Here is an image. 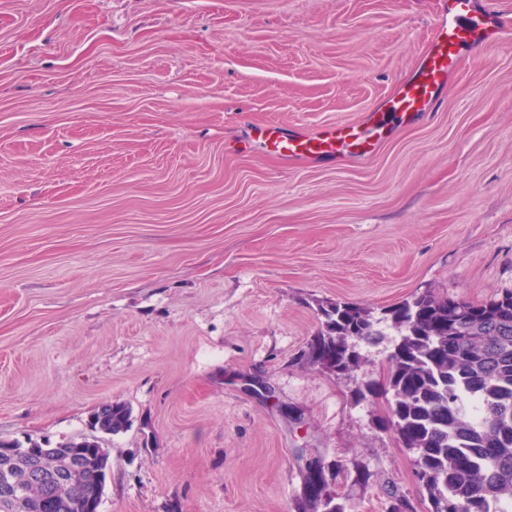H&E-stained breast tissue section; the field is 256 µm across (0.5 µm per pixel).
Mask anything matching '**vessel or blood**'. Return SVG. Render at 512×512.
I'll use <instances>...</instances> for the list:
<instances>
[{
  "label": "vessel or blood",
  "instance_id": "obj_1",
  "mask_svg": "<svg viewBox=\"0 0 512 512\" xmlns=\"http://www.w3.org/2000/svg\"><path fill=\"white\" fill-rule=\"evenodd\" d=\"M488 36L489 21L474 14L471 0H448V11L436 21L434 35L414 74L368 112L363 123L325 125L296 135L268 125L260 128L259 135L270 152L284 158L317 161L340 151L351 157L369 156L376 144L389 136V116L410 124L428 111L449 76L457 72L464 52Z\"/></svg>",
  "mask_w": 512,
  "mask_h": 512
}]
</instances>
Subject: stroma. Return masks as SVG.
Returning a JSON list of instances; mask_svg holds the SVG:
<instances>
[{"label":"stroma","instance_id":"35a3bbf8","mask_svg":"<svg viewBox=\"0 0 512 512\" xmlns=\"http://www.w3.org/2000/svg\"><path fill=\"white\" fill-rule=\"evenodd\" d=\"M438 8L0 0V438L54 447L128 406L100 512H294L307 463L353 458L377 473L355 512L419 503L358 397L392 338L348 375L306 353L329 303L512 290V36L368 158L281 159L253 132L359 122ZM130 425V410L121 403H104L91 414L92 431L103 435L118 434Z\"/></svg>","mask_w":512,"mask_h":512}]
</instances>
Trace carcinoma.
I'll return each mask as SVG.
<instances>
[{
	"label": "carcinoma",
	"instance_id": "obj_1",
	"mask_svg": "<svg viewBox=\"0 0 512 512\" xmlns=\"http://www.w3.org/2000/svg\"><path fill=\"white\" fill-rule=\"evenodd\" d=\"M321 315L307 356L322 372L351 373L361 360L359 345L379 343L385 327L397 333L383 374V424L412 455L426 512H512V290L482 302L427 290L379 313L336 302ZM129 425L130 410L121 403L91 414L99 434ZM37 467L63 477L49 490L29 483L26 495L0 500V512H87V503L103 496L99 462L84 436L36 454L0 453V475L22 478ZM375 476L355 460L336 462L329 477L311 462L295 512H349L348 497L329 491V481L366 485Z\"/></svg>",
	"mask_w": 512,
	"mask_h": 512
}]
</instances>
